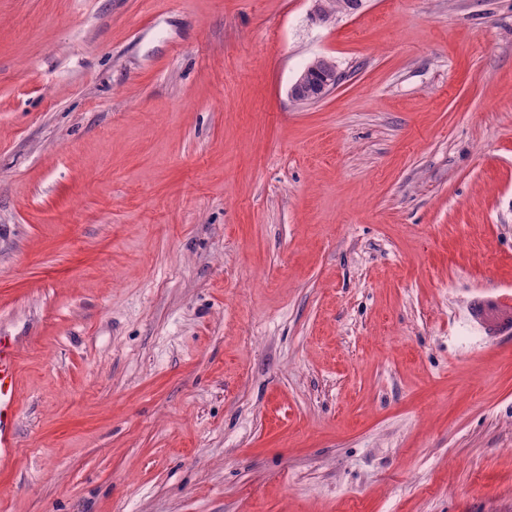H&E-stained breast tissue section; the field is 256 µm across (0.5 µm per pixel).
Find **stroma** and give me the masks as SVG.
<instances>
[{"instance_id":"1","label":"stroma","mask_w":512,"mask_h":512,"mask_svg":"<svg viewBox=\"0 0 512 512\" xmlns=\"http://www.w3.org/2000/svg\"><path fill=\"white\" fill-rule=\"evenodd\" d=\"M317 7L0 0V512H512V0ZM320 74L322 79L315 82L313 77ZM336 86V73L320 72L310 63L292 85L290 94L295 101H313L322 98ZM304 95L308 96L305 99ZM18 348L10 336H0V461L3 463L17 447L15 418L20 393L14 373Z\"/></svg>"}]
</instances>
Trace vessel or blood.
<instances>
[{
	"instance_id": "1",
	"label": "vessel or blood",
	"mask_w": 512,
	"mask_h": 512,
	"mask_svg": "<svg viewBox=\"0 0 512 512\" xmlns=\"http://www.w3.org/2000/svg\"><path fill=\"white\" fill-rule=\"evenodd\" d=\"M18 348L11 337L0 336V461H6L17 446L15 418L20 393L14 373Z\"/></svg>"
}]
</instances>
